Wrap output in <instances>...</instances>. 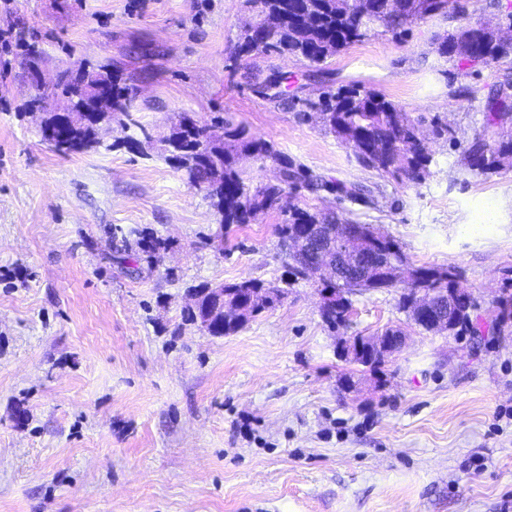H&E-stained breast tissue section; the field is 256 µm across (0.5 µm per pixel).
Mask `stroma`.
I'll return each instance as SVG.
<instances>
[{"mask_svg":"<svg viewBox=\"0 0 512 512\" xmlns=\"http://www.w3.org/2000/svg\"><path fill=\"white\" fill-rule=\"evenodd\" d=\"M247 0H0V512H512V168L476 175L463 150L512 65L444 62L435 17L351 45L321 64L235 46ZM34 45L40 81L24 66ZM111 61L138 95L100 145L63 156L33 97L58 71ZM374 90L455 132L430 143L416 186L363 169L302 102ZM229 118L325 188L290 203L373 225L410 264L454 266L474 328L408 324L395 288L354 294L348 328L290 283L283 212L219 229L203 189L161 148L181 114ZM357 186L371 203L351 200ZM166 241L148 263L136 232ZM128 231L129 273L109 240ZM283 290L236 333L192 320L204 285ZM402 326L403 349L372 368L340 340ZM505 418H498L499 410Z\"/></svg>","mask_w":512,"mask_h":512,"instance_id":"1","label":"stroma"}]
</instances>
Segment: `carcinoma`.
Masks as SVG:
<instances>
[{
    "label": "carcinoma",
    "instance_id": "obj_1",
    "mask_svg": "<svg viewBox=\"0 0 512 512\" xmlns=\"http://www.w3.org/2000/svg\"><path fill=\"white\" fill-rule=\"evenodd\" d=\"M298 6L283 10L280 0H253L264 43L254 45L250 31L242 33L237 53L247 55L262 52L277 55L302 57L319 64L336 55L350 45L383 32L395 33L405 27L425 22L437 15L448 14V0H297ZM485 51L482 62H499L512 57V45L499 42L495 31L481 22L467 21L455 32L433 42L432 52L445 60L459 58L476 62L473 46ZM92 82L112 86V118L127 117L134 107L130 87L122 82L119 72L113 70L112 62L85 66ZM508 88H499L490 98L486 129L474 135L463 152V165L475 174H486L505 164H512V131L500 132L498 138L487 136V129L497 127L509 116L504 105ZM62 100L75 101L83 106H92L87 86L65 78L56 89ZM303 115L323 114V126L351 149L358 163L381 174L389 175L402 183L418 184L429 174L433 160L427 142L421 141L423 118H414L397 108L384 96L359 88L340 89L327 92L316 100L303 101ZM222 138L212 143V157H200L195 148L201 143L206 127L181 124L174 127L171 135L180 143L182 153L173 158L177 168L184 172L187 183L193 187H207L214 182L224 183V196L210 198L211 205L221 214L223 223L249 224L271 211L281 209L283 197L298 180L317 190L326 186L320 178L305 176L287 157L278 153L261 137L252 134L241 125L224 119ZM67 139L78 144L74 153L93 150L99 143V128L84 126L66 129ZM253 159L274 166V178L254 184L242 163ZM353 220L338 216L311 212L297 205L288 206V219L278 227L285 249H290L308 224L323 225L330 237L339 234L340 226ZM138 244L147 253L150 262L156 263L166 243L137 229ZM406 257L400 245L392 238H385L378 256L379 272L375 280L365 283L345 281L339 285V293L346 303L336 309L324 322L330 327H346L349 317L346 311L352 306L350 296L356 293L392 288V264L403 263ZM462 287L461 275L452 266L439 269L427 266L413 268V280L403 287L399 305L404 311L420 291L436 292L441 289ZM461 306L467 312L460 315L453 333L459 334L472 322V311L476 301L471 293Z\"/></svg>",
    "mask_w": 512,
    "mask_h": 512
}]
</instances>
